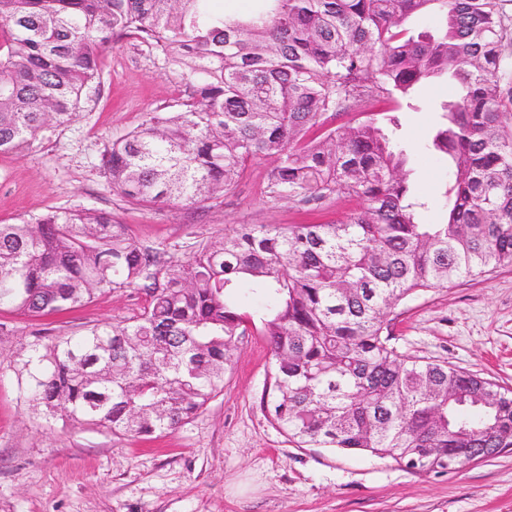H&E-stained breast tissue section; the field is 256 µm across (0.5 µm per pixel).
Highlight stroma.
Returning <instances> with one entry per match:
<instances>
[{"mask_svg":"<svg viewBox=\"0 0 512 512\" xmlns=\"http://www.w3.org/2000/svg\"><path fill=\"white\" fill-rule=\"evenodd\" d=\"M181 92L155 54L115 38L99 86L73 120L20 154L0 156V220L95 207L127 224L140 245L163 244L186 258L196 241L238 224L336 222L360 208L354 197H332L314 211L262 197L271 167L263 159L233 191L202 205L126 202L104 176L101 156ZM454 96L449 83L422 86L395 135L409 157L412 191L428 204L426 224L446 213L448 167L427 141L437 107ZM141 305V297L121 291L37 319L0 312V512H512V450L459 471L416 473L364 453L289 443L259 406L271 354L256 334L239 343L223 392L158 439L66 426L20 401L13 365L36 337L119 323ZM391 331L405 354L512 388V269L415 295L394 310Z\"/></svg>","mask_w":512,"mask_h":512,"instance_id":"obj_1","label":"stroma"}]
</instances>
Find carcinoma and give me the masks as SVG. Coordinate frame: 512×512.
Instances as JSON below:
<instances>
[{"label": "carcinoma", "mask_w": 512, "mask_h": 512, "mask_svg": "<svg viewBox=\"0 0 512 512\" xmlns=\"http://www.w3.org/2000/svg\"><path fill=\"white\" fill-rule=\"evenodd\" d=\"M0 0V154L68 123L114 36L140 41L183 93L112 142L102 167L140 207L197 204L272 162L260 194L310 208L348 195L333 223L239 224L182 258L141 246L112 212L50 210L0 224V311L31 318L100 295L144 297L126 322L38 338L14 366L20 399L47 419L133 439L171 433L224 391L240 340L272 353L260 407L299 448L354 450L432 472L512 448V389L408 357L389 316L414 295L512 268V43L503 0ZM435 13L434 35L406 27ZM446 77L429 142L446 157V221L423 224L396 115ZM395 102L383 122L362 106ZM266 300L252 313L241 284Z\"/></svg>", "instance_id": "1"}]
</instances>
